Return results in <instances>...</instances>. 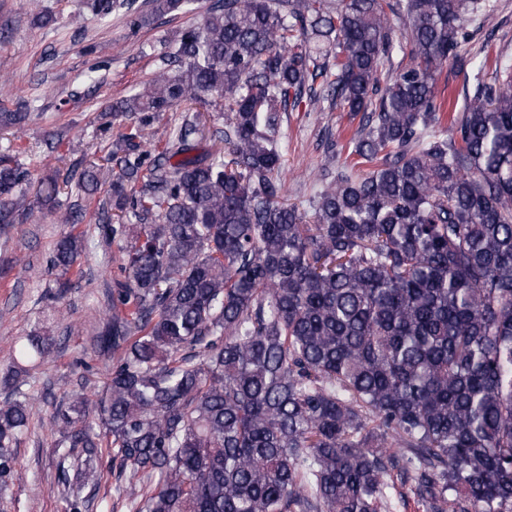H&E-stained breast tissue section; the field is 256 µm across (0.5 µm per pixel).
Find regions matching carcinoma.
Segmentation results:
<instances>
[{
    "label": "carcinoma",
    "mask_w": 512,
    "mask_h": 512,
    "mask_svg": "<svg viewBox=\"0 0 512 512\" xmlns=\"http://www.w3.org/2000/svg\"><path fill=\"white\" fill-rule=\"evenodd\" d=\"M196 0H82L137 28ZM403 23L399 39L387 21ZM485 0H213L115 116L214 104L224 154L196 126L125 135L103 225L117 282L96 349L107 381L53 416L65 512H90L103 466L128 512H512V65L449 112ZM401 56L396 70H384ZM363 114L356 178L324 181L312 223L281 201L280 113L303 96ZM27 108L0 112L20 127ZM163 145L153 163L142 144ZM28 173L0 156V224L28 221ZM56 285L84 252L71 209ZM54 339L15 342L0 376V491ZM468 77L465 80L464 73H456L450 70L449 67L442 69V71L438 75V88L439 90L444 89L445 98L448 100V94L453 99L455 103H457L458 107L462 104L464 99V94L467 90H471L472 84L474 82V74H476V70L470 67L467 68Z\"/></svg>",
    "instance_id": "carcinoma-1"
}]
</instances>
